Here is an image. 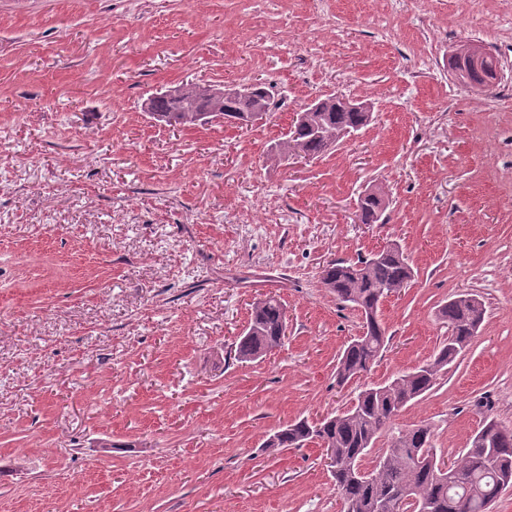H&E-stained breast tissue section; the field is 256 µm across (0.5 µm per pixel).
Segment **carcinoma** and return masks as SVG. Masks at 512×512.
<instances>
[{
  "instance_id": "obj_1",
  "label": "carcinoma",
  "mask_w": 512,
  "mask_h": 512,
  "mask_svg": "<svg viewBox=\"0 0 512 512\" xmlns=\"http://www.w3.org/2000/svg\"><path fill=\"white\" fill-rule=\"evenodd\" d=\"M250 95L237 103V118L246 121L253 110H274V87L264 83L250 85ZM333 98L324 99L321 112L297 113L294 128L270 147V154L280 160L290 155L315 158L330 143L339 142L344 132L366 126V115L339 108ZM150 117L169 126H192L226 119L223 100L206 96L202 85L177 86V94H152L147 97ZM385 190L365 201H358V217L363 224H376L386 209ZM320 283L329 287L336 300L345 307L361 310L363 331L341 353L336 364V384L348 383L368 372L387 350L390 336L381 319L379 301L407 287L413 270L401 246L391 243L379 252L355 262L334 260L319 273ZM440 319L448 325L450 336L438 347L433 358L397 378L365 388L357 395L353 407L318 423L307 418L295 420L275 432L278 448H299L319 439L327 446L326 458L342 512H377L376 503L385 502L387 512H485L502 487L512 483V430L488 419L487 446L469 447L447 462L433 443L431 426L418 424L399 430L388 438L387 446L374 450L375 443L392 428L398 413L435 385L440 375L469 346L485 319L482 301L470 294H460L441 306ZM286 312L270 296L256 302L252 317L236 343V356L251 362L265 356L285 335ZM377 452L371 469L361 470L363 458ZM449 463L444 471L441 464Z\"/></svg>"
}]
</instances>
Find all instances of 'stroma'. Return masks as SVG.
<instances>
[{
    "label": "stroma",
    "instance_id": "obj_1",
    "mask_svg": "<svg viewBox=\"0 0 512 512\" xmlns=\"http://www.w3.org/2000/svg\"><path fill=\"white\" fill-rule=\"evenodd\" d=\"M470 40L511 58L512 0H0V512H341L320 448L266 440L430 361L462 293L479 332L395 425L451 459L512 428V96L450 74ZM256 81L285 104L248 129L142 110ZM336 94L371 123L273 159ZM374 185L386 221L355 223ZM393 242L414 279L381 308L390 345L337 386L361 319L318 273ZM265 296L288 341L239 362Z\"/></svg>",
    "mask_w": 512,
    "mask_h": 512
}]
</instances>
